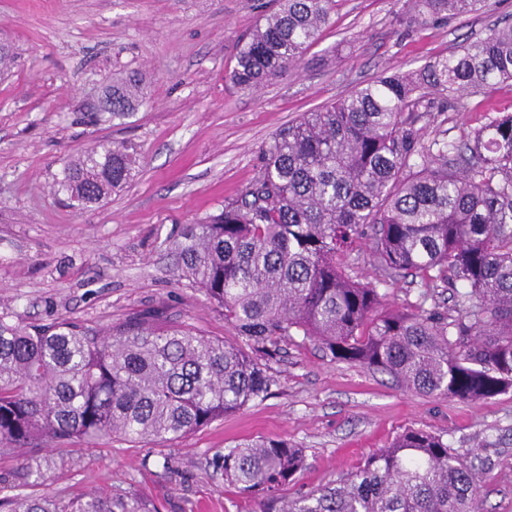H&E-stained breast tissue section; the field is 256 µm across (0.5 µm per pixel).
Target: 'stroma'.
<instances>
[{"mask_svg":"<svg viewBox=\"0 0 512 512\" xmlns=\"http://www.w3.org/2000/svg\"><path fill=\"white\" fill-rule=\"evenodd\" d=\"M275 0H0V43L15 63L0 77V316L86 325L166 309L180 324L234 340L230 325L177 276L169 239L179 226L220 213L256 179L261 146L303 113L378 75L407 72L512 23V0L476 13L407 27L411 0H337L304 64L261 89L233 88L236 44ZM136 70L145 100L117 124L82 121L104 87ZM512 112V82L463 95L423 121L425 140L461 142ZM100 140L134 142L139 172L120 194L78 210L54 187L67 161ZM353 280L381 285L389 307L408 309L420 282L381 284L365 243L348 255ZM273 384L266 398L183 438L133 447L100 438L40 450L45 481L32 486L21 460L0 454V503L18 493L77 500L135 491L160 512H259L212 466L215 453L257 437L306 449L308 468L287 495L354 472L408 428L446 434L481 450L482 512H512V390L459 401L401 389L385 373L325 356L294 338L259 356Z\"/></svg>","mask_w":512,"mask_h":512,"instance_id":"1","label":"stroma"}]
</instances>
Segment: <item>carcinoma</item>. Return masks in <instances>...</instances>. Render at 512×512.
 Returning <instances> with one entry per match:
<instances>
[{
  "label": "carcinoma",
  "instance_id": "obj_1",
  "mask_svg": "<svg viewBox=\"0 0 512 512\" xmlns=\"http://www.w3.org/2000/svg\"><path fill=\"white\" fill-rule=\"evenodd\" d=\"M238 43L228 73L256 89L300 66L336 0H278ZM486 0H414L409 27L474 13ZM512 81V27L408 73L380 75L304 113L262 148L251 187L224 210L185 225L171 250L181 276L222 312L236 339L207 338L157 310L86 327L0 316V451L25 461L44 443L100 436L135 446L181 438L268 394L270 376L246 350L273 354L296 336L333 359L389 374L403 389L460 401L512 389V113L465 135L422 141L436 96ZM95 120H124L142 100L137 71L112 85ZM138 149L100 141L71 159L58 186L69 203L98 204L136 175ZM374 230L381 282L421 280L418 302L347 277L342 257ZM453 288L440 306L437 283ZM443 434L407 429L339 483L295 497L307 466L286 438L260 437L213 458L260 512H478L481 469ZM8 512H159L131 491L68 502L29 494Z\"/></svg>",
  "mask_w": 512,
  "mask_h": 512
}]
</instances>
